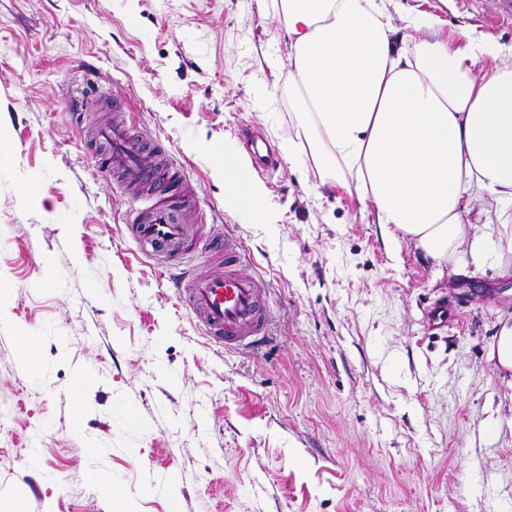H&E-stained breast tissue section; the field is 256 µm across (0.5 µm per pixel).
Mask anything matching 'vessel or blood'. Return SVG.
<instances>
[{
	"label": "vessel or blood",
	"mask_w": 512,
	"mask_h": 512,
	"mask_svg": "<svg viewBox=\"0 0 512 512\" xmlns=\"http://www.w3.org/2000/svg\"><path fill=\"white\" fill-rule=\"evenodd\" d=\"M101 135L110 145L107 160L112 168L122 170L131 181L142 186L154 181L155 162L143 154L126 129L107 127ZM244 146L254 171L265 174L272 164L267 137L255 131L247 132ZM128 230L137 244L167 268L177 265L190 238L189 227L180 223L167 204L137 211ZM219 249L224 255L223 273L180 277L174 282L175 289L212 342L227 350L257 347L269 336L267 290L261 280L239 273L244 254L237 240L225 238Z\"/></svg>",
	"instance_id": "vessel-or-blood-1"
}]
</instances>
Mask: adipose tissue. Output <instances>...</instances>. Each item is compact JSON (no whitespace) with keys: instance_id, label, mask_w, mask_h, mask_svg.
I'll list each match as a JSON object with an SVG mask.
<instances>
[{"instance_id":"adipose-tissue-1","label":"adipose tissue","mask_w":512,"mask_h":512,"mask_svg":"<svg viewBox=\"0 0 512 512\" xmlns=\"http://www.w3.org/2000/svg\"><path fill=\"white\" fill-rule=\"evenodd\" d=\"M297 112L325 185L371 202L392 241L436 263L494 252L512 267V225L471 236L468 203L482 192L512 203V67L485 70L499 44L417 14L423 37L397 36L380 0H282ZM240 165L224 154L227 201L261 217L258 190L235 189Z\"/></svg>"}]
</instances>
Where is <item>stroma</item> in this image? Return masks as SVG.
Listing matches in <instances>:
<instances>
[{
  "mask_svg": "<svg viewBox=\"0 0 512 512\" xmlns=\"http://www.w3.org/2000/svg\"><path fill=\"white\" fill-rule=\"evenodd\" d=\"M399 6L397 26L426 12L512 62L486 0ZM282 23L281 0H0V512H512V386L487 361L512 274L436 266L323 186ZM116 109L170 161L185 270L242 244L266 345L211 342L131 238L151 200L101 165ZM228 150L265 222L230 208ZM243 137L252 168L258 175H264L272 165V151L269 140L262 133L255 131H249Z\"/></svg>",
  "mask_w": 512,
  "mask_h": 512,
  "instance_id": "1",
  "label": "stroma"
}]
</instances>
